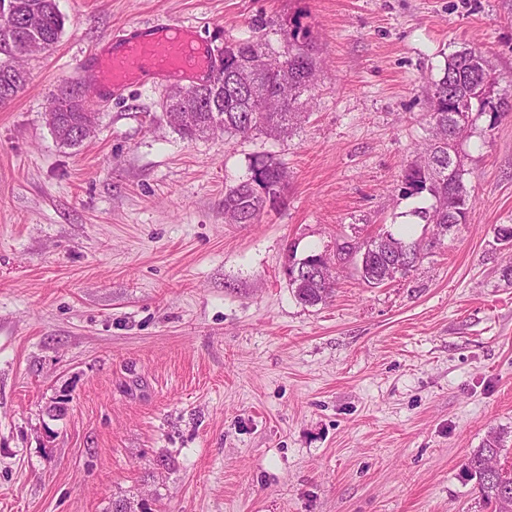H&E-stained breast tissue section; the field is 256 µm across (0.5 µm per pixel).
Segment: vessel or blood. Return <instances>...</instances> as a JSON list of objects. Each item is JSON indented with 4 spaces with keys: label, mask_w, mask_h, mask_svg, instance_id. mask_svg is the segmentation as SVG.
<instances>
[{
    "label": "vessel or blood",
    "mask_w": 512,
    "mask_h": 512,
    "mask_svg": "<svg viewBox=\"0 0 512 512\" xmlns=\"http://www.w3.org/2000/svg\"><path fill=\"white\" fill-rule=\"evenodd\" d=\"M111 52L94 54V71L113 92L139 82L144 74L164 80L209 77L214 61L192 27L177 23L121 31Z\"/></svg>",
    "instance_id": "vessel-or-blood-1"
}]
</instances>
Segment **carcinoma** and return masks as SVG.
I'll list each match as a JSON object with an SVG mask.
<instances>
[{
	"label": "carcinoma",
	"mask_w": 512,
	"mask_h": 512,
	"mask_svg": "<svg viewBox=\"0 0 512 512\" xmlns=\"http://www.w3.org/2000/svg\"><path fill=\"white\" fill-rule=\"evenodd\" d=\"M15 14L23 16L37 10L42 25L30 39L43 42V53L50 52L58 43L64 20L57 11L55 0H10ZM27 38L17 36V43L0 39V103L11 100L25 86L27 77L12 73L13 53L18 43ZM309 31L299 26L288 33L286 49H265L259 42H237L224 45V75L210 80L209 85L193 90L187 97L172 105H163L166 112L178 107L198 108L196 123L177 126L182 136L192 138L206 132L222 130L229 137H245L253 132L281 134L299 118L297 103L302 95L314 88L316 62L309 50ZM255 67L258 73L253 83L245 88L231 86V71ZM288 86V102L273 110L266 102L272 85ZM498 76L487 59L474 48H464L448 57L441 76L431 83L428 123L431 138L425 144L420 159L409 163L402 174L403 193L428 192L434 203L419 212L421 220L432 227L434 239L439 241L460 222L467 220L473 206L472 196L463 182L465 172L460 142L467 130L475 126L484 114L495 119L509 111L497 103L495 87ZM79 105L62 103L59 123L52 133L67 146L79 141L74 130L82 121ZM273 179L286 190L284 167L265 156L256 157L250 165V176L224 193V208L239 212L238 223L255 224L265 209L264 201L253 195L252 185ZM365 248L363 265L357 268L361 281L377 288L394 279L387 265V251L410 253L413 260L421 259V243L407 242L389 231L380 232L362 243ZM336 277L332 268L325 274L293 289L296 298L305 305L315 306L333 297ZM507 456L501 436L492 433L483 446L472 453L464 463L466 476L475 481L484 506L492 512H512V463H498L491 469L488 462Z\"/></svg>",
	"instance_id": "1"
}]
</instances>
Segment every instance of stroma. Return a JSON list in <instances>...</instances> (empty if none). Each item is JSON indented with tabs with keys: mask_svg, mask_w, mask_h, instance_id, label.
Listing matches in <instances>:
<instances>
[{
	"mask_svg": "<svg viewBox=\"0 0 512 512\" xmlns=\"http://www.w3.org/2000/svg\"><path fill=\"white\" fill-rule=\"evenodd\" d=\"M56 48L0 105V512H486L466 458L512 449V111L461 146L466 223L378 288L354 260L302 304L288 254L388 231L428 239L402 171L429 138V84L477 48L512 101V0H55ZM322 69L281 135L183 137L168 81L105 94L89 58L143 23ZM86 91L93 135L46 123ZM283 205L224 221L255 156ZM318 280L308 281L300 288H291L296 298L305 305L315 306L332 298L336 290V277L332 273V262Z\"/></svg>",
	"mask_w": 512,
	"mask_h": 512,
	"instance_id": "35a3bbf8",
	"label": "stroma"
}]
</instances>
